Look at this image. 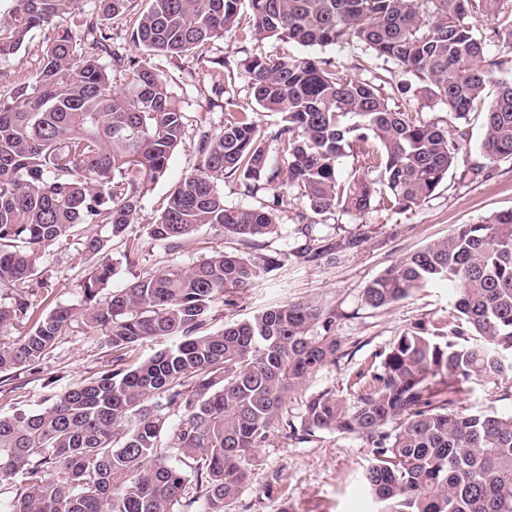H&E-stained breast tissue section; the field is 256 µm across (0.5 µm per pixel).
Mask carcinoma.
<instances>
[{"mask_svg": "<svg viewBox=\"0 0 512 512\" xmlns=\"http://www.w3.org/2000/svg\"><path fill=\"white\" fill-rule=\"evenodd\" d=\"M244 1L252 38L369 50L415 76V92L444 106L456 129L392 108L381 86L334 59L250 56L242 67L257 110L226 112L217 128L195 119L197 163L148 225L166 253L206 225L250 242L279 233L286 186L305 205L296 213L308 239L300 254L334 259L313 246L322 218L419 206L468 150L473 112L484 133L471 169L512 160V70L501 59L512 56V0H144L130 33L138 56L113 42L110 23L133 0H97L88 13L84 0H11L0 15V61L36 31L44 48L35 69L0 93V285L15 289L0 304V384L36 369L75 325L112 349V368L71 383L44 409L0 413V488L22 477L5 512H235L249 453L276 431L365 438L373 459L362 484L377 512H512V413L457 410L467 384L512 376V210L458 225L366 285L361 305L370 309L453 285L448 339L424 325L403 332L347 394L308 398L298 427L283 406L336 361V310L285 302L205 330L216 301L233 304L278 259L215 251L146 271L99 302L116 270L107 243L124 245L127 265L140 260L143 242L127 229L188 129L153 60L222 38ZM73 14L83 16L78 30L66 24ZM477 21L492 24L490 36ZM226 67L215 60L207 70L222 94ZM259 110L279 116L276 129L260 128ZM349 156L358 168L345 177ZM226 179L272 200L230 207ZM81 224L106 228L72 254L78 266L95 260L80 284L83 308L39 312L30 296L43 287L42 253L67 248ZM163 336L175 343L134 357L138 344Z\"/></svg>", "mask_w": 512, "mask_h": 512, "instance_id": "1", "label": "carcinoma"}]
</instances>
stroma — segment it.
Returning <instances> with one entry per match:
<instances>
[{
	"mask_svg": "<svg viewBox=\"0 0 512 512\" xmlns=\"http://www.w3.org/2000/svg\"><path fill=\"white\" fill-rule=\"evenodd\" d=\"M277 53L301 57L305 47L285 41H256L246 36L245 27L227 32L223 39L211 43L208 57L229 62L232 70V96L239 106L251 109L255 103L240 63L260 53ZM323 56L337 58L350 72L361 79L382 85L392 105L403 112H418L431 121L446 119L441 106L424 101L413 93H401L390 81L389 62L358 50L326 48ZM171 93L190 117L207 115L219 122L225 111L224 97L211 92L205 78V66L192 57L179 64L159 60ZM196 162L192 141H185L173 155L163 178L143 197L129 226L130 232L145 234L154 221L170 189ZM300 200L280 215L278 234L245 243L224 236L222 231L203 226L189 239L177 256L153 248L139 266L120 263L119 241L108 244L109 254L118 259L116 274L110 285L123 287L138 270L157 268L177 261L191 265L216 250L242 251L280 257L278 269L264 274L256 284L238 298L236 305L215 303L210 311L208 328L222 330L225 324L247 320L262 310L285 301L315 299L336 308L342 314L336 334L342 344V355L310 376L291 394L284 413L290 420H299L303 405L310 396L326 389L345 387L351 376L377 362L378 356L391 346L404 331L416 325L443 322L456 296L447 284L426 287L385 309L372 310L360 303L364 286L408 254L429 242L448 236L460 224H474L490 214L512 210V161L499 162L482 174H467L464 164L450 169L436 192L419 207L393 211L377 207L361 217L343 213L327 216L318 235L327 242L358 235L360 247L336 262L307 260L297 256V248L305 238L299 231L294 214L301 208ZM39 275L48 281L47 292L38 293L35 302L41 310L56 306L82 308L80 282L84 267L73 265L69 252L49 249L40 260ZM112 358L109 348L96 337L69 332L59 337L54 349L33 371L18 375L16 389L0 393V408L19 403L20 407L39 410L49 404L54 393L70 383L104 369ZM512 388V378L498 382H476L458 403L467 413L491 407L502 413L512 412V401L501 393ZM372 458V447L359 436L317 433L311 441L301 442L276 435L249 458V477L235 512H278L281 505L292 504L297 512H371V504L358 481L360 472Z\"/></svg>",
	"mask_w": 512,
	"mask_h": 512,
	"instance_id": "obj_1",
	"label": "stroma"
}]
</instances>
